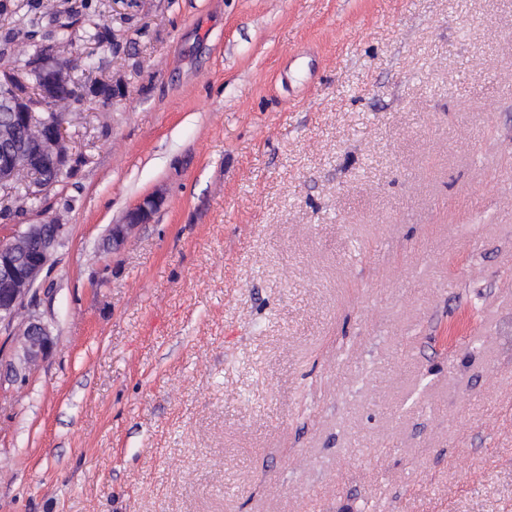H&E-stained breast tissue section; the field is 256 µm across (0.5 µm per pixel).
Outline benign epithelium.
Masks as SVG:
<instances>
[{
    "mask_svg": "<svg viewBox=\"0 0 512 512\" xmlns=\"http://www.w3.org/2000/svg\"><path fill=\"white\" fill-rule=\"evenodd\" d=\"M83 64V58L66 61L53 47H38L28 55L26 65L36 80L33 100L15 94L13 74L0 77V112L9 113L0 122V188L24 184L27 195L36 198L77 166L79 159L66 147L63 91L70 88L73 70ZM45 112L55 113V118L43 117ZM160 202L158 197H146L131 208L123 223L112 225V244L121 245L131 227L150 223ZM63 232L62 224H18L12 236L0 243V324L13 323L61 244ZM20 336L16 372L46 358L53 347L48 328L34 316L21 325Z\"/></svg>",
    "mask_w": 512,
    "mask_h": 512,
    "instance_id": "1",
    "label": "benign epithelium"
}]
</instances>
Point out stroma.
Segmentation results:
<instances>
[{
  "label": "stroma",
  "mask_w": 512,
  "mask_h": 512,
  "mask_svg": "<svg viewBox=\"0 0 512 512\" xmlns=\"http://www.w3.org/2000/svg\"><path fill=\"white\" fill-rule=\"evenodd\" d=\"M4 2L0 72L34 18L117 94L0 190L64 227L0 512H512V0ZM161 199L158 197H146L133 208H131L124 220V224H114L110 230L112 244L121 245L127 236L128 230L137 224H148L151 221L153 213L158 208Z\"/></svg>",
  "instance_id": "35a3bbf8"
}]
</instances>
